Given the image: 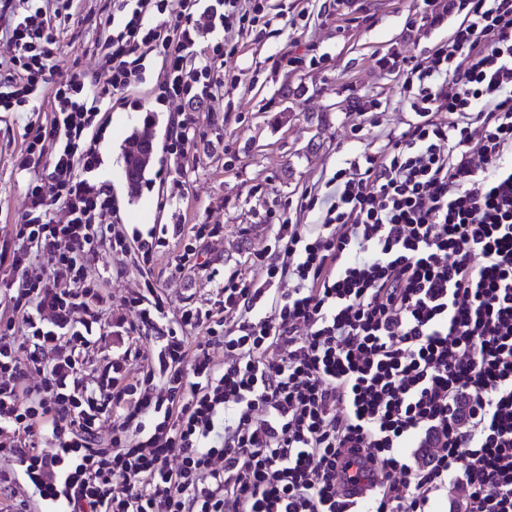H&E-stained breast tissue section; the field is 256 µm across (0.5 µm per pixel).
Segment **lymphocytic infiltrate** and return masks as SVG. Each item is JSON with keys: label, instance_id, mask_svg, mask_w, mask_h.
Masks as SVG:
<instances>
[{"label": "lymphocytic infiltrate", "instance_id": "lymphocytic-infiltrate-1", "mask_svg": "<svg viewBox=\"0 0 512 512\" xmlns=\"http://www.w3.org/2000/svg\"><path fill=\"white\" fill-rule=\"evenodd\" d=\"M17 3L0 112L45 84L73 0H0V13ZM448 6L464 14L448 41L404 62L416 120L325 195L302 194L319 224L267 212L261 278L216 280L214 310L170 315L146 281L123 332L150 354L93 368L106 278L92 262L131 251L147 273L182 234L119 230L98 174L105 113L142 89L178 101L166 151L186 160L197 112L242 84L225 55L272 21L267 0H112L97 74L53 90L49 128L16 159L29 180L0 249V512H436L451 483L463 512H512V0ZM205 32L217 39L201 56ZM37 261L45 278L25 279ZM353 473L371 480L359 506L338 487Z\"/></svg>", "mask_w": 512, "mask_h": 512}]
</instances>
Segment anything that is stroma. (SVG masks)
Here are the masks:
<instances>
[{"label":"stroma","mask_w":512,"mask_h":512,"mask_svg":"<svg viewBox=\"0 0 512 512\" xmlns=\"http://www.w3.org/2000/svg\"><path fill=\"white\" fill-rule=\"evenodd\" d=\"M288 5L287 20L273 22L259 40L225 57V67L244 70L248 82L232 100H217L201 113L197 130L211 144L191 149L181 196L156 176L170 164L163 148L172 107L153 114L157 150L143 185H129L122 154L125 140L142 127L143 112L112 109L100 140V171L112 182L127 229L222 225V237L204 245V256L210 268L248 279L260 277L253 256L273 240L266 212L282 211L304 190L324 184L356 156L379 151L388 137L415 121L397 61L447 41L461 20L447 14L432 21L422 0H288ZM111 12L112 0H80L54 48L52 81L96 69L92 46ZM288 51L304 56V63L288 65L283 58ZM37 105L34 112H0V244L11 242L26 208L27 179L14 161L29 140V127L47 125L52 117L47 93H40ZM184 245L170 240L152 272L174 313L215 300L205 277L189 270L172 275ZM90 273L109 274L103 315L116 321L124 297L143 286L140 271L132 258L106 252Z\"/></svg>","instance_id":"35a3bbf8"}]
</instances>
